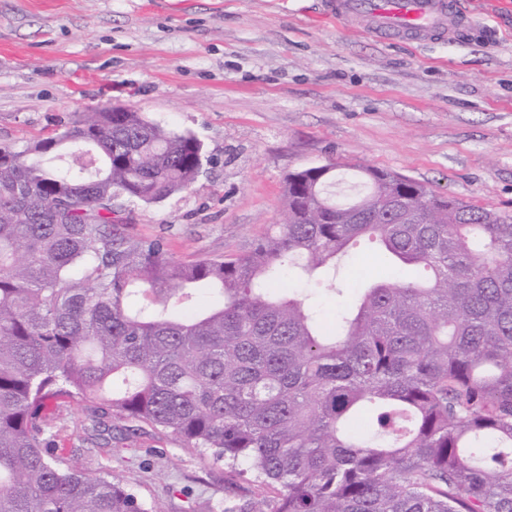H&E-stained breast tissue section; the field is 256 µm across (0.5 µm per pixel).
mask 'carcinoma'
<instances>
[{"label": "carcinoma", "mask_w": 512, "mask_h": 512, "mask_svg": "<svg viewBox=\"0 0 512 512\" xmlns=\"http://www.w3.org/2000/svg\"><path fill=\"white\" fill-rule=\"evenodd\" d=\"M202 154L131 108L0 145V512H166L55 453L58 395L273 491L208 512H512V214L372 166L338 202L334 167H310L250 250L184 262L113 201L190 188ZM361 239L421 279L368 280L330 327L272 294ZM199 286L220 303L175 314ZM367 412L377 429L352 432Z\"/></svg>", "instance_id": "carcinoma-1"}]
</instances>
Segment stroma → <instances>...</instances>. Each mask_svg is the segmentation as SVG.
I'll use <instances>...</instances> for the list:
<instances>
[{"label":"stroma","mask_w":512,"mask_h":512,"mask_svg":"<svg viewBox=\"0 0 512 512\" xmlns=\"http://www.w3.org/2000/svg\"><path fill=\"white\" fill-rule=\"evenodd\" d=\"M462 2L476 36L405 43L336 21L326 0H0V144L109 105L195 136L196 182L128 208L136 234L186 262L248 251L285 222L289 173L311 166L334 165L344 189L368 165L512 213V0ZM378 275L391 272L362 240L334 269L290 268L279 286L334 321ZM90 414L63 397L49 403L59 454L167 512L263 496L146 426L130 439L113 420L101 445Z\"/></svg>","instance_id":"1"}]
</instances>
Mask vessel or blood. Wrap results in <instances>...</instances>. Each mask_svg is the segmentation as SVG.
<instances>
[{
	"label": "vessel or blood",
	"mask_w": 512,
	"mask_h": 512,
	"mask_svg": "<svg viewBox=\"0 0 512 512\" xmlns=\"http://www.w3.org/2000/svg\"><path fill=\"white\" fill-rule=\"evenodd\" d=\"M336 19H358L363 33L386 40L463 38L474 30L457 0H331Z\"/></svg>",
	"instance_id": "1"
}]
</instances>
